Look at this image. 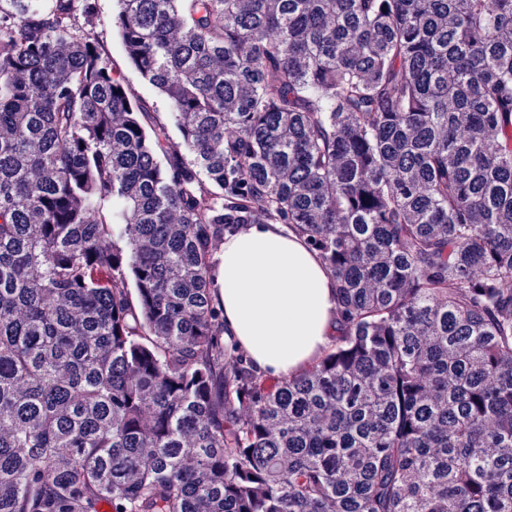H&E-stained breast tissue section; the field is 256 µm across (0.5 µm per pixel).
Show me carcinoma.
I'll return each mask as SVG.
<instances>
[{"label": "carcinoma", "mask_w": 512, "mask_h": 512, "mask_svg": "<svg viewBox=\"0 0 512 512\" xmlns=\"http://www.w3.org/2000/svg\"><path fill=\"white\" fill-rule=\"evenodd\" d=\"M0 0V512H512V0ZM336 279L294 377L213 255ZM133 281L134 289L125 287ZM96 5L98 14L94 32L104 43L113 66L124 74L130 92L145 102L151 113V121L167 127L171 146L183 150L181 136L174 124L172 109L166 98L154 87L142 81L139 74L128 64L121 38L112 27L116 1L96 0ZM224 340L268 377L299 374L336 333V281L284 224H245L215 256Z\"/></svg>", "instance_id": "cac0c4a2"}]
</instances>
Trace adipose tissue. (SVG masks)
Wrapping results in <instances>:
<instances>
[{
  "label": "adipose tissue",
  "mask_w": 512,
  "mask_h": 512,
  "mask_svg": "<svg viewBox=\"0 0 512 512\" xmlns=\"http://www.w3.org/2000/svg\"><path fill=\"white\" fill-rule=\"evenodd\" d=\"M224 338L266 376L299 374L337 329L336 282L281 224L225 234L215 256Z\"/></svg>",
  "instance_id": "adipose-tissue-1"
}]
</instances>
